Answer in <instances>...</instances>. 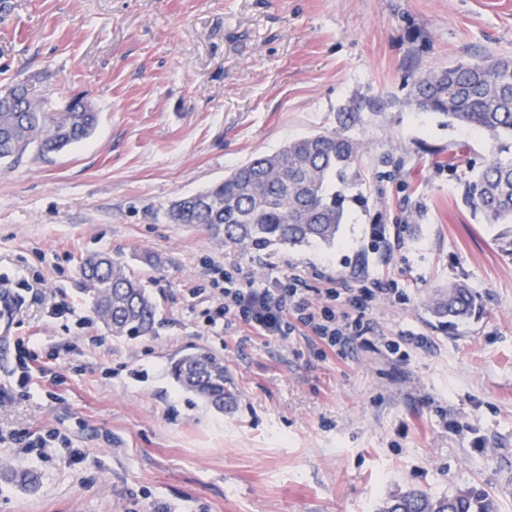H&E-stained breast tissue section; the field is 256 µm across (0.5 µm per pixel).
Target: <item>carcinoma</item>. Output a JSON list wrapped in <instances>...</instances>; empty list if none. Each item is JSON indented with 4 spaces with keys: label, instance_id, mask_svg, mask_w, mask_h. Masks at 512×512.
<instances>
[{
    "label": "carcinoma",
    "instance_id": "obj_1",
    "mask_svg": "<svg viewBox=\"0 0 512 512\" xmlns=\"http://www.w3.org/2000/svg\"><path fill=\"white\" fill-rule=\"evenodd\" d=\"M417 110L483 135L503 153L512 148V57L457 63L420 77L413 90ZM99 121L91 101L75 96L60 112L50 100L31 93L25 81L0 90V163L21 162L28 154L45 156L88 139ZM361 142L344 130L294 139L279 150L236 166L224 180L175 200L168 216L175 224L206 227L213 236L257 252L335 241L345 218L344 188L358 179ZM471 210L500 227L496 242L512 254V161L491 159L468 182ZM82 290L96 318L115 337L154 332L156 304L141 279L106 253L87 256L80 266ZM476 307L464 283L435 290L431 311L437 318L461 320ZM171 374L186 391L218 412L229 406L224 387V358L199 349L179 356ZM0 475L25 489L38 476L0 467ZM487 497L434 496L409 491L387 499L379 512H492Z\"/></svg>",
    "mask_w": 512,
    "mask_h": 512
}]
</instances>
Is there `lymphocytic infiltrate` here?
<instances>
[{"instance_id":"f902f5d3","label":"lymphocytic infiltrate","mask_w":512,"mask_h":512,"mask_svg":"<svg viewBox=\"0 0 512 512\" xmlns=\"http://www.w3.org/2000/svg\"><path fill=\"white\" fill-rule=\"evenodd\" d=\"M221 298L213 310L212 322H223L225 329L261 336L285 337L302 329L313 331L322 346L334 353L352 345H370L372 328L362 318L337 320L332 308L339 300L336 290H327L322 302L308 299L300 276H289L282 286L239 287L231 274H224Z\"/></svg>"}]
</instances>
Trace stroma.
I'll return each mask as SVG.
<instances>
[{
    "label": "stroma",
    "instance_id": "obj_1",
    "mask_svg": "<svg viewBox=\"0 0 512 512\" xmlns=\"http://www.w3.org/2000/svg\"><path fill=\"white\" fill-rule=\"evenodd\" d=\"M504 55L512 0H0V89L100 114L87 140L0 165V278L28 290L0 343V462L39 475L30 491L0 477V512H377L411 490L512 512V256L463 201L491 147L411 102L420 75ZM361 98V180L333 244L257 253L169 219ZM97 252L149 288L151 335L94 315L78 268ZM214 263L243 287L299 274L315 302L395 282L366 321L428 344L324 357L302 335L240 336L209 322ZM455 281L477 306L451 323L428 301ZM18 338L38 354L25 388ZM198 348L224 357V412L167 374ZM31 435L44 455L21 448Z\"/></svg>",
    "mask_w": 512,
    "mask_h": 512
}]
</instances>
